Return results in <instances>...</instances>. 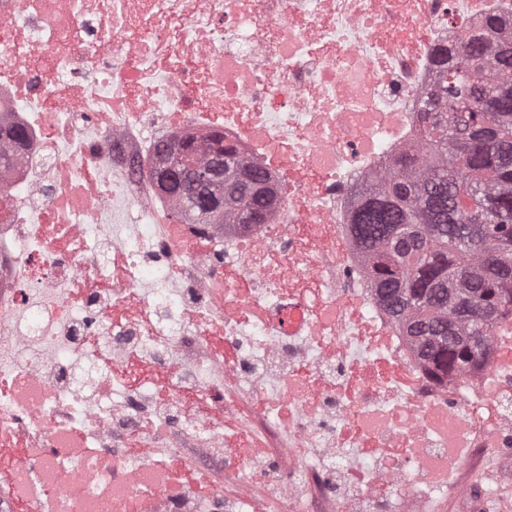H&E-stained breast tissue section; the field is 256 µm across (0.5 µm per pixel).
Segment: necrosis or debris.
<instances>
[{
  "instance_id": "4bbe7bcc",
  "label": "necrosis or debris",
  "mask_w": 512,
  "mask_h": 512,
  "mask_svg": "<svg viewBox=\"0 0 512 512\" xmlns=\"http://www.w3.org/2000/svg\"><path fill=\"white\" fill-rule=\"evenodd\" d=\"M512 0H0V126L35 144L0 204V512H199L151 444L130 356L167 383L168 455L221 462L210 512H422L455 466L512 446V328L436 381L371 290L352 191L417 134L436 50ZM93 71V85L81 78ZM93 130L79 154L59 133ZM266 168L263 224H181L145 171L213 133ZM138 185L134 224H106ZM224 357L199 350L210 331ZM251 397L231 408L217 380Z\"/></svg>"
}]
</instances>
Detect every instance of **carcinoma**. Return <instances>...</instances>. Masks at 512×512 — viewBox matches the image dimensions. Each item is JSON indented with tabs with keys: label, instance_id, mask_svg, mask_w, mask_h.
<instances>
[{
	"label": "carcinoma",
	"instance_id": "obj_1",
	"mask_svg": "<svg viewBox=\"0 0 512 512\" xmlns=\"http://www.w3.org/2000/svg\"><path fill=\"white\" fill-rule=\"evenodd\" d=\"M512 24L489 19L458 37L436 66L419 113L417 143L376 180L354 190L349 231L366 261L380 303L409 337L431 372L461 376L481 364L498 323H512ZM188 141L181 166L205 169L223 143ZM30 143L23 131L0 132V172ZM238 184L213 183L224 210L201 219L182 183L166 196L193 224H244L270 209L256 188L268 173L225 152Z\"/></svg>",
	"mask_w": 512,
	"mask_h": 512
}]
</instances>
